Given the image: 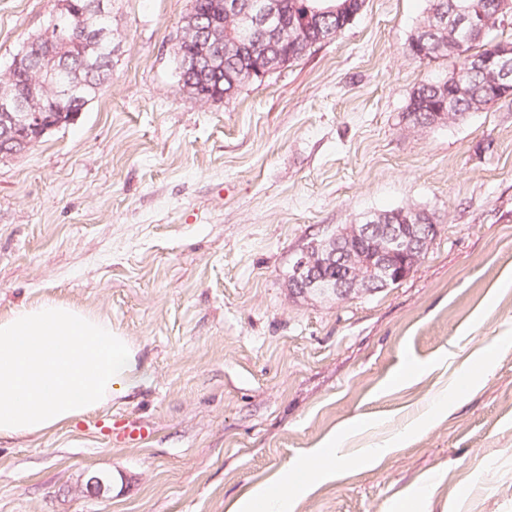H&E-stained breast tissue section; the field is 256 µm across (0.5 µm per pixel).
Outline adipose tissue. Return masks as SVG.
I'll return each mask as SVG.
<instances>
[{"label": "adipose tissue", "instance_id": "obj_1", "mask_svg": "<svg viewBox=\"0 0 512 512\" xmlns=\"http://www.w3.org/2000/svg\"><path fill=\"white\" fill-rule=\"evenodd\" d=\"M146 381L128 338L110 320L62 301L23 306L0 317V439L39 435L106 407ZM329 438L283 466L231 512H288L299 472L328 477L350 462Z\"/></svg>", "mask_w": 512, "mask_h": 512}]
</instances>
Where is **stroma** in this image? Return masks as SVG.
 I'll return each mask as SVG.
<instances>
[{"instance_id": "stroma-1", "label": "stroma", "mask_w": 512, "mask_h": 512, "mask_svg": "<svg viewBox=\"0 0 512 512\" xmlns=\"http://www.w3.org/2000/svg\"><path fill=\"white\" fill-rule=\"evenodd\" d=\"M190 6L112 0L109 82L0 160V316L56 299L107 317L149 373L1 440L0 512H228L355 417L351 463L290 512H512V102L409 129L411 91L451 64L405 53L427 0H365L333 39L204 104L173 63ZM53 9L0 0V70ZM402 206L439 225L405 281L290 294L311 241ZM130 426L144 438L112 442ZM97 472L110 485L92 496Z\"/></svg>"}]
</instances>
